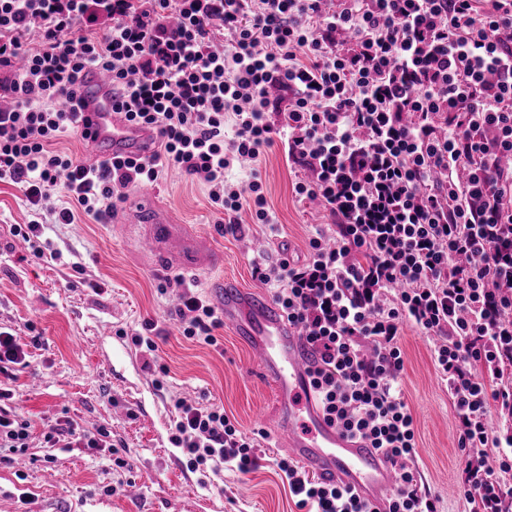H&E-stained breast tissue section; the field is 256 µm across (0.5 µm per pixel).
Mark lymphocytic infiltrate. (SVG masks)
<instances>
[{
    "mask_svg": "<svg viewBox=\"0 0 512 512\" xmlns=\"http://www.w3.org/2000/svg\"><path fill=\"white\" fill-rule=\"evenodd\" d=\"M90 68L109 73L113 111L152 130L148 155L88 164L53 150L81 131ZM3 98L0 182L57 224L79 209L106 223L124 188L172 167L207 186L222 235L241 233L245 210L275 224L258 170L225 173L281 145L303 173L296 195L328 221L304 260L253 274L309 346L327 420L395 467L387 512H437L400 383L401 328L419 329L469 512H512V0H0ZM176 316L185 338L217 345L224 320L201 297L184 294ZM176 410L171 441L192 469L259 467L223 407ZM275 465L300 512H373L291 459Z\"/></svg>",
    "mask_w": 512,
    "mask_h": 512,
    "instance_id": "lymphocytic-infiltrate-1",
    "label": "lymphocytic infiltrate"
}]
</instances>
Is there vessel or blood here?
Segmentation results:
<instances>
[{"instance_id": "b4317fda", "label": "vessel or blood", "mask_w": 512, "mask_h": 512, "mask_svg": "<svg viewBox=\"0 0 512 512\" xmlns=\"http://www.w3.org/2000/svg\"><path fill=\"white\" fill-rule=\"evenodd\" d=\"M109 82L97 71L85 78L84 118L99 154L142 153L150 130L134 126L112 109ZM167 264L191 259L199 269L216 267L220 259L201 239L172 233L140 242ZM224 313V323L250 346L256 367L273 385L278 407L275 435L306 470L323 481L340 483L384 512L396 481L391 464L365 441L352 438L330 424L309 391V354L298 330L264 294L246 292L224 281L211 290Z\"/></svg>"}]
</instances>
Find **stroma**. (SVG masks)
Here are the masks:
<instances>
[{
  "instance_id": "1",
  "label": "stroma",
  "mask_w": 512,
  "mask_h": 512,
  "mask_svg": "<svg viewBox=\"0 0 512 512\" xmlns=\"http://www.w3.org/2000/svg\"><path fill=\"white\" fill-rule=\"evenodd\" d=\"M257 168L276 227L253 223L245 212L244 237L220 235L223 215L206 187L169 169L155 188L173 225L154 223L149 213L130 214L125 200L135 190L129 187L107 223L80 212L75 223L46 225L52 255L44 260L31 257L14 234L34 218L22 191L0 183V327L18 336L28 361L20 372H0L6 392L0 409L30 423L23 455L0 447V512H297L274 465L283 450L270 422L272 386L257 373L250 347L224 327L215 346L186 339L175 316V281L194 285L204 298L218 278L264 291L254 262L306 255L309 238L324 223V208L295 194L300 174L280 146L265 149ZM171 230L204 235L221 265L211 272L186 262L161 267L139 253L140 236ZM148 321L158 345L152 356L132 342ZM400 346L418 485L435 498L438 512H465L458 432L431 339L407 326ZM152 359L168 368L163 386L154 383ZM180 398L223 407L243 433L257 438L260 467L247 474L227 469L213 480L191 470L171 442ZM66 423L105 429L112 448L44 441V432Z\"/></svg>"
}]
</instances>
